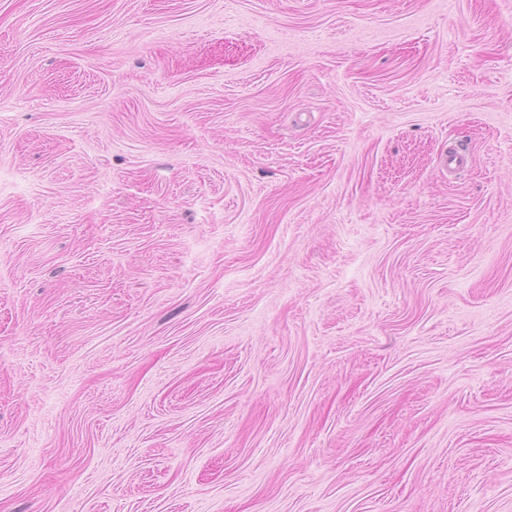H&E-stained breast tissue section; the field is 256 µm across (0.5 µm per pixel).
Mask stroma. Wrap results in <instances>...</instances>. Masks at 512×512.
I'll return each mask as SVG.
<instances>
[{
  "label": "stroma",
  "mask_w": 512,
  "mask_h": 512,
  "mask_svg": "<svg viewBox=\"0 0 512 512\" xmlns=\"http://www.w3.org/2000/svg\"><path fill=\"white\" fill-rule=\"evenodd\" d=\"M0 512H512V0H0Z\"/></svg>",
  "instance_id": "1"
}]
</instances>
